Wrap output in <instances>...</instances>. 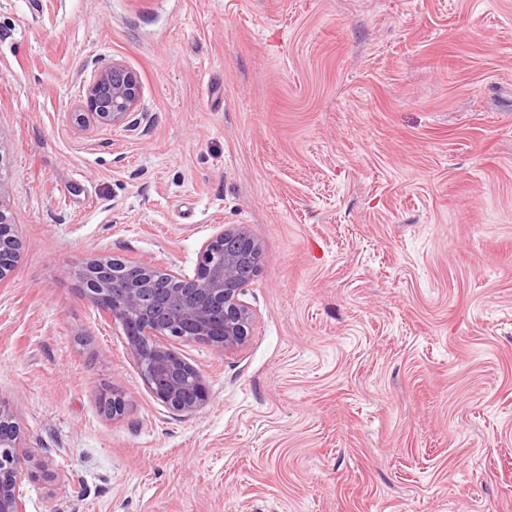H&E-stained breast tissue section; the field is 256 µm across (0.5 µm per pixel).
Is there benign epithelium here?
Segmentation results:
<instances>
[{"instance_id": "1", "label": "benign epithelium", "mask_w": 512, "mask_h": 512, "mask_svg": "<svg viewBox=\"0 0 512 512\" xmlns=\"http://www.w3.org/2000/svg\"><path fill=\"white\" fill-rule=\"evenodd\" d=\"M141 97L138 75L114 62L85 88L78 118L84 125L126 127ZM21 241L0 210V280L14 266ZM189 276L167 265L101 255L77 269L83 293L122 327L127 347L153 396L170 410L193 415L209 401L199 371L163 339L173 337L232 351L248 336L253 311L240 300L259 271L260 247L239 227H224L200 247ZM102 408L117 416L126 407L115 388L99 393ZM22 433L13 407L0 399V512H25L18 485L23 460L15 453Z\"/></svg>"}]
</instances>
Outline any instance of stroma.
<instances>
[{
    "mask_svg": "<svg viewBox=\"0 0 512 512\" xmlns=\"http://www.w3.org/2000/svg\"><path fill=\"white\" fill-rule=\"evenodd\" d=\"M114 60L129 126L78 125ZM0 210L26 512H512V0H0ZM230 224L257 318L177 343L186 416L74 271ZM21 249V241L9 217L0 210V280L14 266Z\"/></svg>",
    "mask_w": 512,
    "mask_h": 512,
    "instance_id": "1",
    "label": "stroma"
}]
</instances>
